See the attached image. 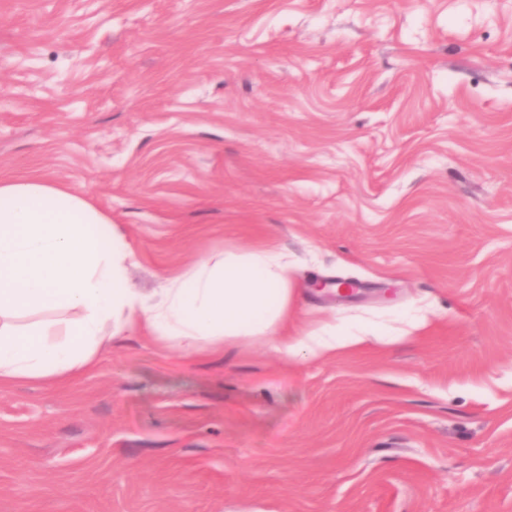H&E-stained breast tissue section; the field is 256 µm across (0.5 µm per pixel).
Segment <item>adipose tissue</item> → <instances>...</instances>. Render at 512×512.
Segmentation results:
<instances>
[{
    "instance_id": "1",
    "label": "adipose tissue",
    "mask_w": 512,
    "mask_h": 512,
    "mask_svg": "<svg viewBox=\"0 0 512 512\" xmlns=\"http://www.w3.org/2000/svg\"><path fill=\"white\" fill-rule=\"evenodd\" d=\"M136 261L82 197L37 178L0 179V388L87 373L128 331L195 351L260 337L291 362L336 348L332 335L287 334L288 257L276 247L196 261L155 300L128 281Z\"/></svg>"
}]
</instances>
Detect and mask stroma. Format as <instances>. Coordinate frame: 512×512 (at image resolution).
<instances>
[{
	"mask_svg": "<svg viewBox=\"0 0 512 512\" xmlns=\"http://www.w3.org/2000/svg\"><path fill=\"white\" fill-rule=\"evenodd\" d=\"M33 176L146 295L278 246L289 335L344 345L133 332L0 389V512H512V0H0V179Z\"/></svg>",
	"mask_w": 512,
	"mask_h": 512,
	"instance_id": "35a3bbf8",
	"label": "stroma"
}]
</instances>
